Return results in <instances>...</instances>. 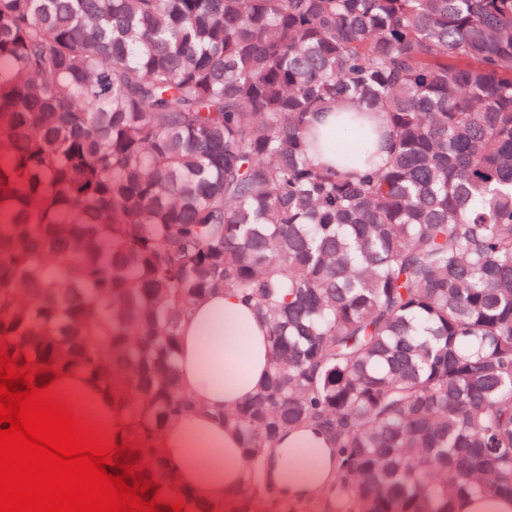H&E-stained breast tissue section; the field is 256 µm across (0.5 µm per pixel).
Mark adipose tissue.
<instances>
[{
    "label": "adipose tissue",
    "mask_w": 512,
    "mask_h": 512,
    "mask_svg": "<svg viewBox=\"0 0 512 512\" xmlns=\"http://www.w3.org/2000/svg\"><path fill=\"white\" fill-rule=\"evenodd\" d=\"M179 387L196 410L164 425L157 445L172 476L175 494L185 492L217 505L232 506L242 489L244 456L237 432L218 418V411L249 401L270 367L268 328L252 303L233 293L216 292L199 301L180 327L177 349ZM53 387L76 416L100 433L118 439L129 431L127 419L115 413L111 395L81 373L58 374ZM328 437L305 431L284 437L280 445L298 449L302 464L280 461L277 470L289 489L320 484V453Z\"/></svg>",
    "instance_id": "obj_1"
}]
</instances>
